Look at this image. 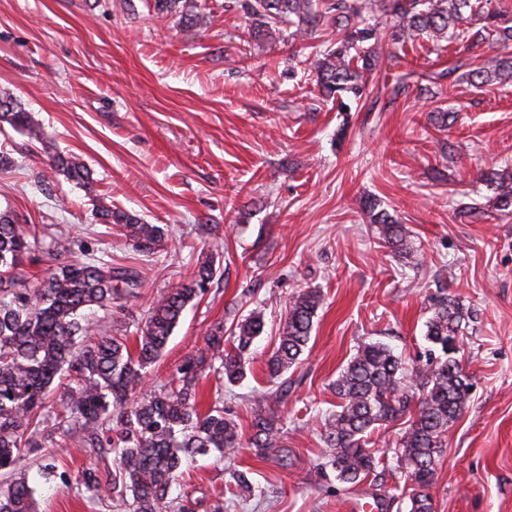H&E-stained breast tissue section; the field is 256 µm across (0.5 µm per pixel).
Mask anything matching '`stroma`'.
Returning a JSON list of instances; mask_svg holds the SVG:
<instances>
[{"mask_svg":"<svg viewBox=\"0 0 512 512\" xmlns=\"http://www.w3.org/2000/svg\"><path fill=\"white\" fill-rule=\"evenodd\" d=\"M202 3L189 36L176 16L156 14L153 0H0V89L49 133L40 144L0 123V152L11 159L0 167V209L38 237L23 262L28 280L53 264L48 237L64 227L95 258L139 271L126 313L95 315L97 333L132 339L160 292L212 261L206 294L185 311L145 388L160 391L204 347L212 324L260 309L266 327L246 378L223 389L212 372L199 384L201 409L222 399L246 430L271 389L266 359L290 298L320 290L311 340L289 371L290 466L247 448L232 461L198 458L172 489L196 512L219 494L224 512H349L369 494L383 498V512H401L385 497L406 482L395 469L356 485L317 486L326 451L320 425L336 405L330 385L364 342L424 361L433 303L455 299L472 314L459 356L473 389L438 462L435 512H512V214L487 210L492 191L481 179L512 168V86L478 89L455 73L440 80L435 98L412 87L394 99L381 69L368 97L342 113L312 78L289 77L292 45L255 43L241 54L235 0ZM494 54L485 43L424 39L408 60L438 72ZM439 108L457 121L440 127ZM58 152L84 162L91 183L58 174L50 165ZM367 196L404 225L420 265L381 244L361 209ZM99 198L167 228L164 247L149 257L136 251L93 216ZM470 202L485 214L464 217L459 207ZM56 454L24 461L38 512H126L109 498L89 500L82 482L85 470L111 471V457ZM235 469L249 470L259 495H229Z\"/></svg>","mask_w":512,"mask_h":512,"instance_id":"35a3bbf8","label":"stroma"}]
</instances>
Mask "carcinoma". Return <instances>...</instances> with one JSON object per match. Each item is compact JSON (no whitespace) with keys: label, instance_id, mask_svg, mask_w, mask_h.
Instances as JSON below:
<instances>
[{"label":"carcinoma","instance_id":"1","mask_svg":"<svg viewBox=\"0 0 512 512\" xmlns=\"http://www.w3.org/2000/svg\"><path fill=\"white\" fill-rule=\"evenodd\" d=\"M491 0H237L245 27L244 42L303 43L330 33V45L316 53L310 74L320 94L350 108L367 90V80L387 64L392 70L391 93L410 88L408 79L431 84L461 68L471 85L512 82V25ZM159 14L177 13L191 35L201 16L199 0H154ZM491 36L496 56L491 64L459 61L448 71L415 74L407 68L406 47L421 39L434 43L461 39L474 46ZM0 122L43 143L48 133L8 91L0 92ZM53 165L68 180L87 183L88 167L77 157L56 154ZM488 206L512 212V170L492 171ZM370 223L378 225L382 244L419 265L404 225L397 223L376 199L363 202ZM96 217L124 231L136 250L150 256L166 239L159 224L110 204L99 203ZM36 241L17 215L0 211V473L15 474L30 449L59 446L56 430L38 428L53 381L61 375L70 383L57 414L60 441L74 440L96 454H113L115 469L102 478L96 470L83 473L92 499L110 497L129 512H171V489L182 468L197 457L217 452L230 456L251 448L259 457L273 456L288 465L291 450L283 442V418L278 407L288 402L292 382L285 378L299 363L314 325L321 293L307 288L293 295L279 327L278 346L267 360L270 378L278 381L273 403L253 409L251 433L245 434L232 412L213 406L198 409V384L214 361H220L224 383L238 384L246 376L247 357L264 331L263 312L254 309L224 338V323L210 326L206 346L187 356L176 374L156 393L141 394L147 369L161 356L188 305L201 298L214 268L208 261L193 276L161 293L137 327L136 350L127 339L102 335L88 343L89 313L134 296L141 286L136 270L114 267L92 257L72 258L50 266L34 288L16 272ZM470 314L459 302L436 300L426 323L429 344L424 363L404 365L402 356L381 342H365L339 372L332 388L336 412L324 424L327 470L340 485H354L376 471L377 457L368 435L377 427L408 418L396 455V469L411 486L402 491L408 512H434L432 489L436 464L446 447L450 424L465 410L471 376L456 358L459 336ZM131 499H126V496ZM0 512H34V489L20 476L0 486Z\"/></svg>","mask_w":512,"mask_h":512}]
</instances>
